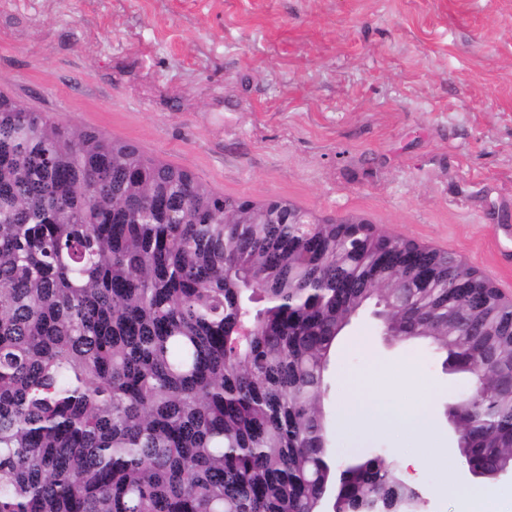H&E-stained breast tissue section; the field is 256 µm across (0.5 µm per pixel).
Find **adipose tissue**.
<instances>
[{
    "mask_svg": "<svg viewBox=\"0 0 512 512\" xmlns=\"http://www.w3.org/2000/svg\"><path fill=\"white\" fill-rule=\"evenodd\" d=\"M336 416L343 433L349 439L370 428L397 430L404 442L419 439L420 451H407V464H417L420 458L436 459L440 456L439 443L430 433V418L419 400L402 404L374 396H340L336 401Z\"/></svg>",
    "mask_w": 512,
    "mask_h": 512,
    "instance_id": "1",
    "label": "adipose tissue"
}]
</instances>
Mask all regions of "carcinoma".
<instances>
[{
	"instance_id": "1",
	"label": "carcinoma",
	"mask_w": 512,
	"mask_h": 512,
	"mask_svg": "<svg viewBox=\"0 0 512 512\" xmlns=\"http://www.w3.org/2000/svg\"><path fill=\"white\" fill-rule=\"evenodd\" d=\"M301 213L1 94L0 512H422L398 461L343 469L326 436L336 338L381 297L418 318L399 340L484 360L462 459L512 470V307L487 292L489 333L450 336L452 256Z\"/></svg>"
}]
</instances>
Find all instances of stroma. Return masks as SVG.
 Instances as JSON below:
<instances>
[{
	"label": "stroma",
	"mask_w": 512,
	"mask_h": 512,
	"mask_svg": "<svg viewBox=\"0 0 512 512\" xmlns=\"http://www.w3.org/2000/svg\"><path fill=\"white\" fill-rule=\"evenodd\" d=\"M0 93L178 166L219 194L356 216L452 255L512 295V0H0ZM373 308L327 371L333 451L402 459L392 431L343 441L335 403L378 360L429 385L449 462L407 476L425 512H512L473 485L448 420L468 384Z\"/></svg>",
	"instance_id": "35a3bbf8"
}]
</instances>
